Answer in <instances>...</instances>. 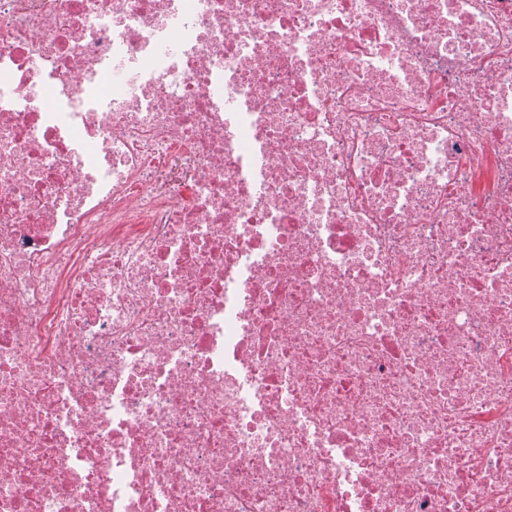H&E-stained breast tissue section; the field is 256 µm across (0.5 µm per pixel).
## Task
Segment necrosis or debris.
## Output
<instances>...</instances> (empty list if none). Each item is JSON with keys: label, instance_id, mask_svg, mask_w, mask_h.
Here are the masks:
<instances>
[{"label": "necrosis or debris", "instance_id": "necrosis-or-debris-1", "mask_svg": "<svg viewBox=\"0 0 512 512\" xmlns=\"http://www.w3.org/2000/svg\"><path fill=\"white\" fill-rule=\"evenodd\" d=\"M0 512H512V0H0Z\"/></svg>", "mask_w": 512, "mask_h": 512}]
</instances>
